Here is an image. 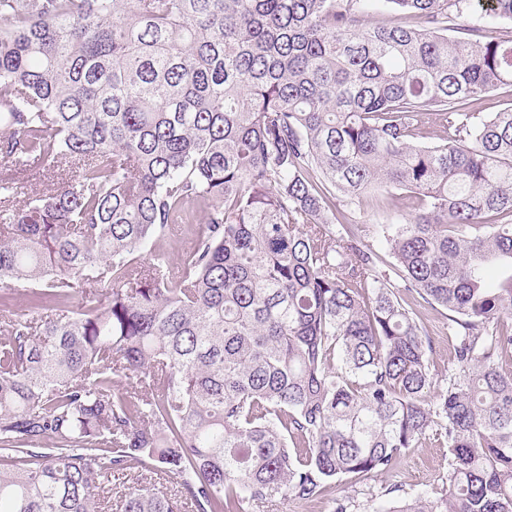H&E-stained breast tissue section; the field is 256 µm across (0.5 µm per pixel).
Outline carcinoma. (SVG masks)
Returning a JSON list of instances; mask_svg holds the SVG:
<instances>
[{
	"label": "carcinoma",
	"instance_id": "carcinoma-1",
	"mask_svg": "<svg viewBox=\"0 0 512 512\" xmlns=\"http://www.w3.org/2000/svg\"><path fill=\"white\" fill-rule=\"evenodd\" d=\"M368 2L0 0V512H102L131 468L120 512L308 502L429 436L445 493L375 512H512V106L472 110L512 0ZM382 186L416 206L336 214ZM388 193L383 192V195H378V197L374 198V195H377V192L367 194L363 201H356L355 204L346 205L347 200L342 197H337L336 206L340 209H349L354 213L356 217V221L358 223L355 224H387L389 221V212L385 208L383 202L387 197L396 196L401 197L404 194H401V191L396 190L394 188H389ZM177 240L181 242V246L179 248H175L174 246V242ZM191 241L192 235L189 224H175L170 230L169 239L163 241V246L170 251L171 259L176 261L178 254H181V251L184 248H188ZM423 312L426 315V325L434 341V349L430 358L434 363L435 369L440 373V371L443 370L444 363L446 365L448 359V334L446 335V330L444 329V322L446 320L444 314L443 316L440 314L441 312L430 309L426 311L423 310Z\"/></svg>",
	"mask_w": 512,
	"mask_h": 512
}]
</instances>
